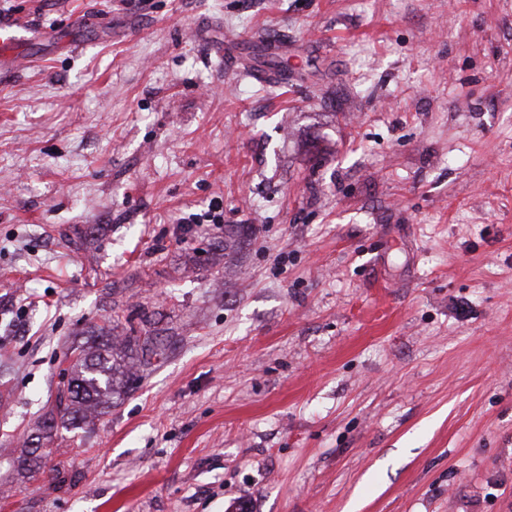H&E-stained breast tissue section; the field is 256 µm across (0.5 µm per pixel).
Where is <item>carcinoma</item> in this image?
I'll return each mask as SVG.
<instances>
[{
	"label": "carcinoma",
	"instance_id": "obj_1",
	"mask_svg": "<svg viewBox=\"0 0 512 512\" xmlns=\"http://www.w3.org/2000/svg\"><path fill=\"white\" fill-rule=\"evenodd\" d=\"M74 351L77 355L69 368L67 386L58 392L55 405L61 422L71 424L92 413H107L112 396L163 354L160 342L151 336H114L106 327L93 337L91 346H78ZM27 457L36 471L54 470L47 448H31Z\"/></svg>",
	"mask_w": 512,
	"mask_h": 512
}]
</instances>
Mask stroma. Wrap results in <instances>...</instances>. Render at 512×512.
I'll list each match as a JSON object with an SVG mask.
<instances>
[{
    "label": "stroma",
    "mask_w": 512,
    "mask_h": 512,
    "mask_svg": "<svg viewBox=\"0 0 512 512\" xmlns=\"http://www.w3.org/2000/svg\"><path fill=\"white\" fill-rule=\"evenodd\" d=\"M0 18V512H512V0ZM140 308L163 360L30 476ZM49 415L51 417L46 419L42 424V436L37 437L38 441L37 446H35L36 448H30L27 452L28 460L31 462L34 472L45 468H48L49 471L54 470V465L51 464V451L49 448H40V442L42 439L50 440L52 438V433L55 427L54 411H51Z\"/></svg>",
    "instance_id": "obj_1"
}]
</instances>
